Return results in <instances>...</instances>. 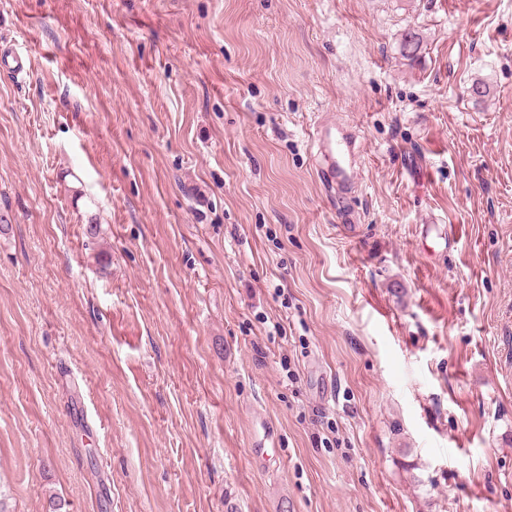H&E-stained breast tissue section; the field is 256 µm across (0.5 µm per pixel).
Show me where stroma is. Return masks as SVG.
Returning <instances> with one entry per match:
<instances>
[{
	"mask_svg": "<svg viewBox=\"0 0 512 512\" xmlns=\"http://www.w3.org/2000/svg\"><path fill=\"white\" fill-rule=\"evenodd\" d=\"M0 45L6 512H512V0H0ZM315 135L322 164L320 171L330 198L336 202V190L348 194L356 187L357 136L349 127L332 121L319 125Z\"/></svg>",
	"mask_w": 512,
	"mask_h": 512,
	"instance_id": "35a3bbf8",
	"label": "stroma"
}]
</instances>
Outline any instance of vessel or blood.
<instances>
[{"label": "vessel or blood", "mask_w": 512, "mask_h": 512, "mask_svg": "<svg viewBox=\"0 0 512 512\" xmlns=\"http://www.w3.org/2000/svg\"><path fill=\"white\" fill-rule=\"evenodd\" d=\"M321 174L329 192L351 193L356 186L355 170L359 146L355 133L347 126L328 121L315 130Z\"/></svg>", "instance_id": "vessel-or-blood-1"}]
</instances>
